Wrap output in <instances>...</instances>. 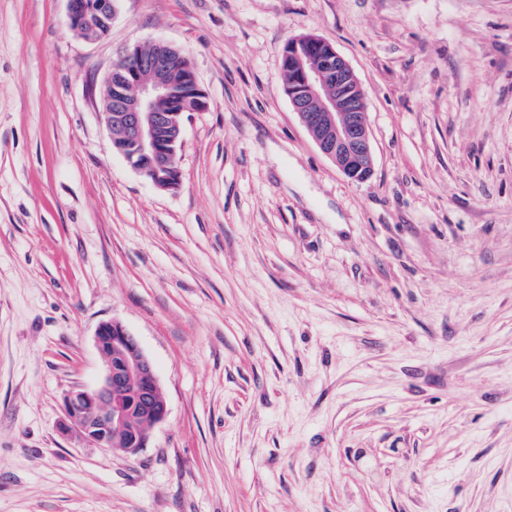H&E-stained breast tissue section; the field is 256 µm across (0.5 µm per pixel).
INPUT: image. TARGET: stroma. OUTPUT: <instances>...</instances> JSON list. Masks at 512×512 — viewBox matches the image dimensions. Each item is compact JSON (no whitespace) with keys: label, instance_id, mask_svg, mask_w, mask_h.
I'll return each mask as SVG.
<instances>
[{"label":"stroma","instance_id":"1","mask_svg":"<svg viewBox=\"0 0 512 512\" xmlns=\"http://www.w3.org/2000/svg\"><path fill=\"white\" fill-rule=\"evenodd\" d=\"M313 33L367 92L346 178L283 91ZM154 41L208 97L181 184L112 147ZM116 320L168 415L129 455L64 427ZM0 512H512V0H0ZM87 1L66 0L69 25L78 34H81L82 26L89 27L91 34L85 39L100 38L111 28L116 0H96L91 5Z\"/></svg>","mask_w":512,"mask_h":512}]
</instances>
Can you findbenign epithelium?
<instances>
[{"label": "benign epithelium", "mask_w": 512, "mask_h": 512, "mask_svg": "<svg viewBox=\"0 0 512 512\" xmlns=\"http://www.w3.org/2000/svg\"><path fill=\"white\" fill-rule=\"evenodd\" d=\"M70 27L76 33L90 28V38L106 35L112 25L116 0H66ZM326 44L315 34L292 38L288 56L295 72L288 100L320 152L352 181L366 180L374 157L367 123V92L347 59L334 47L317 59L311 48ZM157 53L143 57L138 48L127 50L105 78L108 90L121 101L112 110V99L104 105L107 128L116 124L133 150L122 153L126 161L154 186L175 189L168 148L182 139L183 111L155 112L154 103L171 98L167 84L141 78L144 72H164L187 57L172 45L157 41ZM112 335L97 329L95 345L102 358V382L94 389L68 395L65 413L71 427L82 438L102 447L123 440V451L135 454L146 447L150 431L168 414L167 402L154 366L143 353L138 339L118 321L108 323ZM135 392L138 406L123 400Z\"/></svg>", "instance_id": "7a95c632"}]
</instances>
